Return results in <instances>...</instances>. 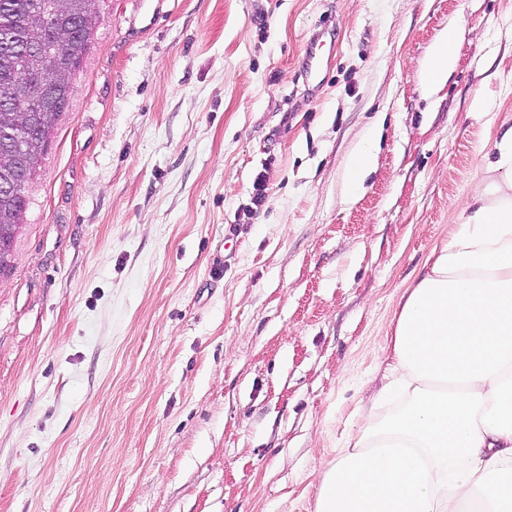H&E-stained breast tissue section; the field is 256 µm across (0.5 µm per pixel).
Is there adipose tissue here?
Segmentation results:
<instances>
[{
    "label": "adipose tissue",
    "mask_w": 512,
    "mask_h": 512,
    "mask_svg": "<svg viewBox=\"0 0 512 512\" xmlns=\"http://www.w3.org/2000/svg\"><path fill=\"white\" fill-rule=\"evenodd\" d=\"M488 171L402 294L389 376L322 468L315 512H512V129Z\"/></svg>",
    "instance_id": "ef3b65f1"
}]
</instances>
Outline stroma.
<instances>
[{
	"label": "stroma",
	"mask_w": 512,
	"mask_h": 512,
	"mask_svg": "<svg viewBox=\"0 0 512 512\" xmlns=\"http://www.w3.org/2000/svg\"><path fill=\"white\" fill-rule=\"evenodd\" d=\"M511 128L512 0H102L0 280V512H314ZM455 64V36L451 29L435 44L431 57L433 82H440L448 76ZM321 38L322 35H317L307 43L302 59V67L306 77L318 85L321 83L320 76L324 63L328 64V58L325 61L321 54V49L324 46ZM376 154L367 142L352 157L349 169V182L351 187H357L365 173L376 164Z\"/></svg>",
	"instance_id": "35a3bbf8"
}]
</instances>
